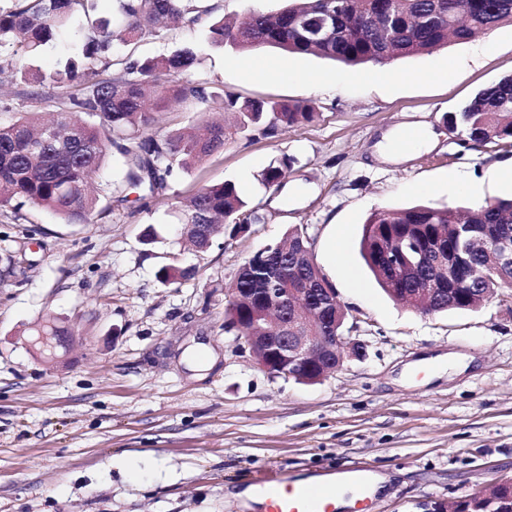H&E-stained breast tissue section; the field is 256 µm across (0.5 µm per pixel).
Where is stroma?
<instances>
[{
    "label": "stroma",
    "mask_w": 512,
    "mask_h": 512,
    "mask_svg": "<svg viewBox=\"0 0 512 512\" xmlns=\"http://www.w3.org/2000/svg\"><path fill=\"white\" fill-rule=\"evenodd\" d=\"M184 45L199 50L193 78L243 100L307 101L316 118L270 138L227 132L223 150L174 173L160 196L125 189L91 224L29 203L0 210V512H251L238 493L261 474L308 480L352 461L389 478L368 512H433L512 477V298L421 314L391 300L360 255L379 208L512 196L499 174L512 148L464 146L444 121L512 75V23L388 63L376 82L270 47L257 51L273 64L260 77L201 27L116 41L110 55ZM420 127L435 133L431 147L396 161L382 152L385 135ZM284 158V186L265 190L262 171ZM227 180L260 221L194 252L171 206ZM296 227L367 345L314 385L271 376L224 329L236 270ZM168 264L196 272L164 285ZM48 317L73 336L51 363L27 336ZM448 353L463 369L433 380L415 366Z\"/></svg>",
    "instance_id": "35a3bbf8"
}]
</instances>
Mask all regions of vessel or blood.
Returning <instances> with one entry per match:
<instances>
[{
	"label": "vessel or blood",
	"mask_w": 512,
	"mask_h": 512,
	"mask_svg": "<svg viewBox=\"0 0 512 512\" xmlns=\"http://www.w3.org/2000/svg\"><path fill=\"white\" fill-rule=\"evenodd\" d=\"M354 487L352 512H363L370 498L371 468L357 463L347 467ZM261 512H336V491L326 482L304 483L287 476L256 483Z\"/></svg>",
	"instance_id": "obj_1"
}]
</instances>
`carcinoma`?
Wrapping results in <instances>:
<instances>
[{"label":"carcinoma","instance_id":"1","mask_svg":"<svg viewBox=\"0 0 512 512\" xmlns=\"http://www.w3.org/2000/svg\"><path fill=\"white\" fill-rule=\"evenodd\" d=\"M0 6V74L27 78L24 61L37 56L77 14L85 21L78 29L79 53L54 73L36 77L40 92L32 99L54 103L59 112L48 122L23 116L0 126V208L21 209L31 203L53 211L65 224H92L112 186H91L90 178L104 164L111 149L119 152L123 183L141 189L143 197L167 187L176 171L188 172L224 149L226 126L205 122L190 131L156 138L151 131L163 112L175 107L195 112L217 103L233 115V127L243 135L274 136L312 122L313 107L302 102L244 100L214 90L188 77L198 63L193 47L140 60H112L113 40L138 43L162 39L159 26L173 20L184 27L207 24V42L240 54L272 47L296 55H316L347 67L387 64L466 41L503 22H512V0H288L275 13L249 11L241 17L217 13L207 0H114L119 26L89 13V0H11ZM183 76L172 92L160 89L158 76ZM463 143L476 148L504 142L512 147V76L481 88L460 108L445 117ZM290 164L283 160L261 174L267 189L278 190ZM178 223L202 224L188 237L206 252L224 225L230 235L245 233L258 217L232 181L204 185L174 207ZM474 224L484 237L512 235V197L475 204L464 219L449 207L415 206L379 209L365 222L360 243L364 263L378 285L395 302L416 309L422 300L424 268L404 280L392 268L414 263L413 254L425 242L442 239L456 244L455 225ZM302 231L294 228L274 244L254 253L237 270L235 288H275L306 283L315 288L332 284L316 265L299 255ZM194 269L170 264L158 272L168 285L191 276ZM512 288V268L490 271L484 252L474 251L471 287L461 293L438 288L427 302L436 313L476 311L480 295L494 296ZM256 302H227L225 327L244 335L257 325ZM497 506L470 495L459 498L455 512H512V479L499 481Z\"/></svg>","mask_w":512,"mask_h":512}]
</instances>
